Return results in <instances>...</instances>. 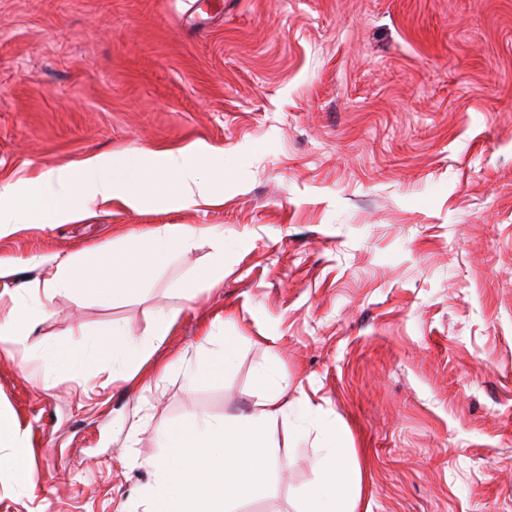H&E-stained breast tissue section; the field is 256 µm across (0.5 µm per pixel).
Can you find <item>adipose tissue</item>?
<instances>
[{
	"mask_svg": "<svg viewBox=\"0 0 512 512\" xmlns=\"http://www.w3.org/2000/svg\"><path fill=\"white\" fill-rule=\"evenodd\" d=\"M216 154V148L203 141L161 154L137 149L120 167L114 166L109 156L92 154L76 166L48 168L21 184L0 182V234L23 224L81 221L90 203L105 207L116 203L135 212L152 200L182 208L221 204L224 197L213 189L207 176ZM206 234L203 228L167 224L143 241L119 236L108 251L85 248L66 256L29 257V266H46L50 272L45 278L0 289V340L27 346L46 301L61 292L112 305L131 288L145 286L155 271L178 254L189 252ZM250 246L247 238L228 245L216 240L212 260L197 272L195 283L223 281L234 260ZM174 324V315L159 314L147 341L129 337L121 326L102 325L88 353L78 354L68 345L56 346L44 359L43 369L78 372L91 364H107L113 380L130 382L171 334ZM256 384L261 397L249 411L220 421L191 414L169 430V451L157 465L158 480L146 490L144 512H192L193 494L182 480L186 465L182 451L193 445L219 451L226 470L249 465V480L233 484L225 498L243 501L252 497L254 485L262 483L267 470L271 435L291 408L283 402L288 384L277 366L260 370ZM317 430L319 446L313 458L317 480L302 495L300 512H355L361 497L360 470L347 460L335 421L319 419ZM0 447L10 449L13 476L17 483H24L29 448L15 422L3 415Z\"/></svg>",
	"mask_w": 512,
	"mask_h": 512,
	"instance_id": "ef3b65f1",
	"label": "adipose tissue"
}]
</instances>
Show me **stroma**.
<instances>
[{
    "label": "stroma",
    "instance_id": "1",
    "mask_svg": "<svg viewBox=\"0 0 512 512\" xmlns=\"http://www.w3.org/2000/svg\"><path fill=\"white\" fill-rule=\"evenodd\" d=\"M200 140L224 151L221 205L92 204L0 236L24 281L47 275L34 254L208 231L112 306L57 294L29 356L0 341V414L30 446L0 512H143L163 432L247 411L274 362L287 401L338 418L371 512H512V0H0V180ZM218 235L253 246L184 290ZM162 311L158 387L41 368L105 322L148 339ZM208 334L236 337L235 365L187 388ZM316 436L279 421L236 512H296Z\"/></svg>",
    "mask_w": 512,
    "mask_h": 512
}]
</instances>
